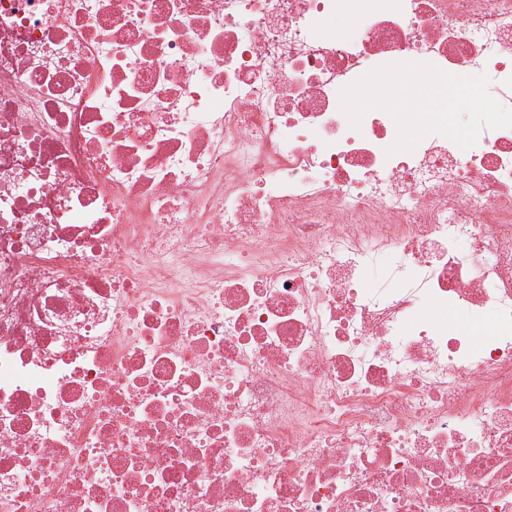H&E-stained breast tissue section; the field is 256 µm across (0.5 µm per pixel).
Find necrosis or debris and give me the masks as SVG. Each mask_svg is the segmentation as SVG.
Returning <instances> with one entry per match:
<instances>
[{"label": "necrosis or debris", "instance_id": "necrosis-or-debris-1", "mask_svg": "<svg viewBox=\"0 0 512 512\" xmlns=\"http://www.w3.org/2000/svg\"><path fill=\"white\" fill-rule=\"evenodd\" d=\"M395 61L512 109V0H0V512H512V128Z\"/></svg>", "mask_w": 512, "mask_h": 512}]
</instances>
